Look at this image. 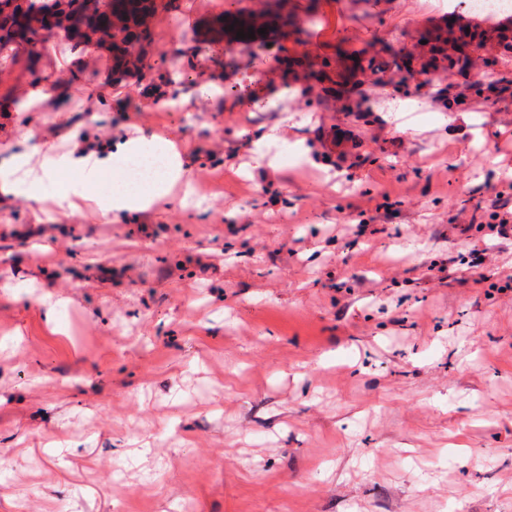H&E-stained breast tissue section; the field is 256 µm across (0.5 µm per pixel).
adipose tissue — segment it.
<instances>
[{
  "label": "adipose tissue",
  "mask_w": 512,
  "mask_h": 512,
  "mask_svg": "<svg viewBox=\"0 0 512 512\" xmlns=\"http://www.w3.org/2000/svg\"><path fill=\"white\" fill-rule=\"evenodd\" d=\"M148 143V138L144 136L119 142L106 156L86 152L84 148L78 146L62 156L46 157L40 170H27L26 176L31 185L38 186L43 180L52 178L60 170H77L86 174V181L75 182L58 190V197L66 199L73 195L87 197L92 181L108 172L112 175L110 191L108 194H100L96 197L102 213L141 212L151 205L159 188L170 187L178 180L182 171V163L178 155L169 145H161L160 150L168 161V168L159 187L137 191L130 189L123 181L124 168L129 160L145 155Z\"/></svg>",
  "instance_id": "ef3b65f1"
}]
</instances>
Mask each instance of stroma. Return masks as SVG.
Returning a JSON list of instances; mask_svg holds the SVG:
<instances>
[{
    "label": "stroma",
    "mask_w": 512,
    "mask_h": 512,
    "mask_svg": "<svg viewBox=\"0 0 512 512\" xmlns=\"http://www.w3.org/2000/svg\"><path fill=\"white\" fill-rule=\"evenodd\" d=\"M158 2L145 77L62 35L0 61V166L147 134L184 177L136 214L57 199L74 171L0 197V512H512V295L433 268L469 250L451 212L512 176V105L416 49L458 44L467 0ZM240 11L290 24L211 41ZM499 21L474 31L512 71ZM353 53L377 71L348 76ZM400 60L465 97L464 122ZM38 82L52 111L23 108ZM386 196L375 233L328 240Z\"/></svg>",
    "instance_id": "35a3bbf8"
}]
</instances>
